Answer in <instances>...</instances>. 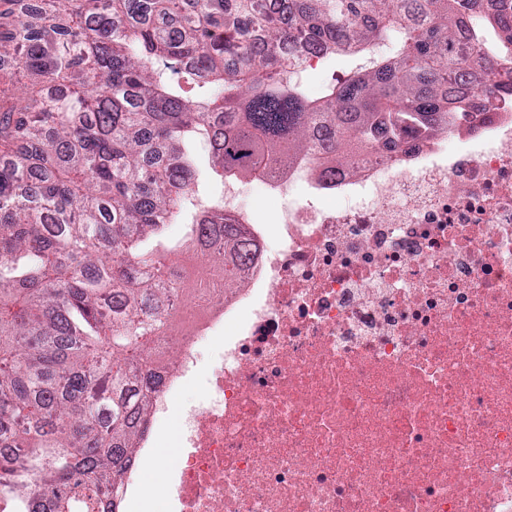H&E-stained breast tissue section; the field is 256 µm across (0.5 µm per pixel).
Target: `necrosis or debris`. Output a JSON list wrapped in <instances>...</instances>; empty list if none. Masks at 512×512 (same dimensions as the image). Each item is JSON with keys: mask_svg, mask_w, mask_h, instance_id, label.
I'll use <instances>...</instances> for the list:
<instances>
[{"mask_svg": "<svg viewBox=\"0 0 512 512\" xmlns=\"http://www.w3.org/2000/svg\"><path fill=\"white\" fill-rule=\"evenodd\" d=\"M474 59L478 131L265 173L237 287L178 271L152 418L203 389L164 512H512V56Z\"/></svg>", "mask_w": 512, "mask_h": 512, "instance_id": "1", "label": "necrosis or debris"}]
</instances>
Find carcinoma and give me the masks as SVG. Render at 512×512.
<instances>
[{
    "mask_svg": "<svg viewBox=\"0 0 512 512\" xmlns=\"http://www.w3.org/2000/svg\"><path fill=\"white\" fill-rule=\"evenodd\" d=\"M48 2L0 0V83L28 79L24 105L0 104V505L118 512L163 386L147 358L173 328L172 257L214 230L238 262L252 251L224 199H199L193 147L236 179L472 123L498 96L461 90L472 50L512 52V0ZM308 51L359 64L310 99Z\"/></svg>",
    "mask_w": 512,
    "mask_h": 512,
    "instance_id": "obj_1",
    "label": "carcinoma"
}]
</instances>
